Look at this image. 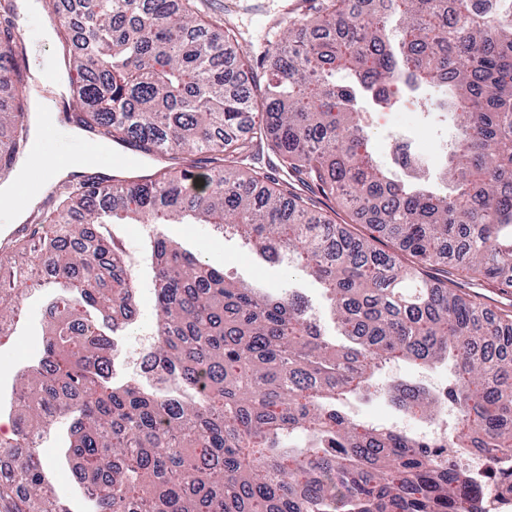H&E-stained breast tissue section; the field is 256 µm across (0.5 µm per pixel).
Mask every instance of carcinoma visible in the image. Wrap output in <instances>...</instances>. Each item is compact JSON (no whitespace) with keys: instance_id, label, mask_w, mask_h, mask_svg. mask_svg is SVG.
Instances as JSON below:
<instances>
[{"instance_id":"carcinoma-1","label":"carcinoma","mask_w":512,"mask_h":512,"mask_svg":"<svg viewBox=\"0 0 512 512\" xmlns=\"http://www.w3.org/2000/svg\"><path fill=\"white\" fill-rule=\"evenodd\" d=\"M67 50L61 98L74 126L148 157L210 153L217 166H169L111 188L64 180L22 239L30 266L55 288L42 356L15 386V438L26 448L0 482L18 512H71L45 486L34 431L68 424V458L90 491L85 512H486L467 475L443 468L402 430L351 420L344 402L386 394L435 421L455 411L448 453L512 456V310L462 292L460 278L512 289V8L472 0H375L351 23V0H319L270 27L264 46L241 44L198 0H78L56 11ZM15 0H0V72L28 85L15 60ZM236 61L266 70L265 121L240 136L249 110ZM446 112L445 191L429 174L395 179L371 150L358 112L390 86ZM30 97L0 104V170L31 141ZM270 157L276 177H243ZM340 198L353 234L296 184ZM207 224L265 252L279 246L319 282L336 320L323 335L307 301L263 292L166 239L129 250L108 225ZM397 245L390 252L382 239ZM21 280L0 277V322L16 319ZM153 289L151 332L165 394L112 381L113 332ZM450 362L448 403L419 384L384 381L390 364Z\"/></svg>"}]
</instances>
